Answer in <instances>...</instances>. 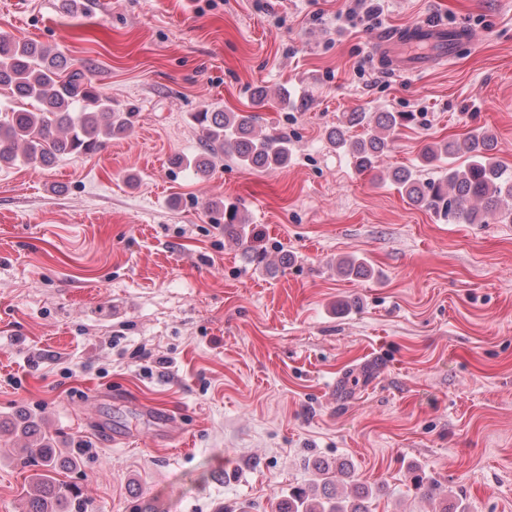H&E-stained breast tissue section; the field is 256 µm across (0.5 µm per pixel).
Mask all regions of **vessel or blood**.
Segmentation results:
<instances>
[{
  "label": "vessel or blood",
  "mask_w": 512,
  "mask_h": 512,
  "mask_svg": "<svg viewBox=\"0 0 512 512\" xmlns=\"http://www.w3.org/2000/svg\"><path fill=\"white\" fill-rule=\"evenodd\" d=\"M472 40L468 28L462 26H440L429 21L414 22L404 31L398 33L393 42L385 48L386 55H399L400 69L405 73H415L427 67L432 56L454 57L459 46ZM406 45L426 47L423 56L405 55L401 49Z\"/></svg>",
  "instance_id": "vessel-or-blood-1"
}]
</instances>
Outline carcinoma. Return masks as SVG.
I'll list each match as a JSON object with an SVG mask.
<instances>
[{
	"instance_id": "obj_1",
	"label": "carcinoma",
	"mask_w": 512,
	"mask_h": 512,
	"mask_svg": "<svg viewBox=\"0 0 512 512\" xmlns=\"http://www.w3.org/2000/svg\"><path fill=\"white\" fill-rule=\"evenodd\" d=\"M11 97L0 104V164L18 161L36 170L63 156L89 155L111 139L123 137L134 112L112 105V98L98 91L87 74L72 67L58 52L41 44L19 42L0 34V91ZM191 117L200 132L204 152L179 156L174 165L195 175L210 172L213 160L229 153L243 166L265 170L288 166L291 156L288 137L256 131L253 119L237 112L205 109ZM408 112H352L345 124L328 133L332 148L345 152L356 172L378 169L392 137ZM363 128L359 137L349 135L352 127ZM495 137L486 129L462 139L426 144L420 166L436 170L422 180L415 169L403 167L381 174L412 204L431 211L448 224H486L493 219L512 224V170L495 160ZM224 208V233L239 240L248 237V219L236 203L215 204ZM339 272L365 276L366 263L355 256L338 261ZM53 448L40 449L36 495L29 512H80L74 490L58 482ZM333 480L326 477L322 492L308 494L300 487L288 492L280 512H369L368 493L361 491L348 501L331 492Z\"/></svg>"
}]
</instances>
